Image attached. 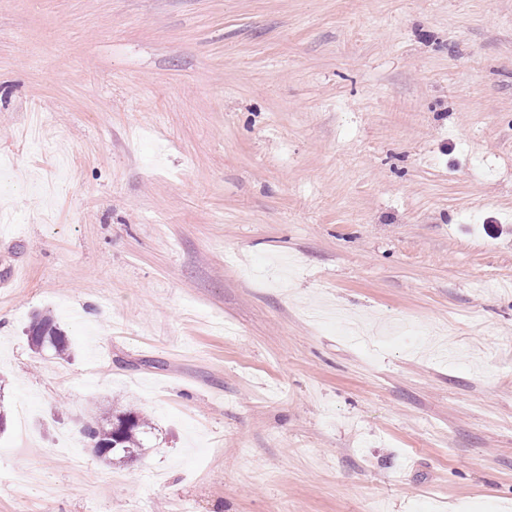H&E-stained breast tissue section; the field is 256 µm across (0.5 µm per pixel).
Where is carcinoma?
I'll use <instances>...</instances> for the list:
<instances>
[{"mask_svg":"<svg viewBox=\"0 0 512 512\" xmlns=\"http://www.w3.org/2000/svg\"><path fill=\"white\" fill-rule=\"evenodd\" d=\"M38 336L30 340L35 350L44 349L57 358L70 356V342L55 319L50 315H37ZM117 430L107 435L101 428L88 426L84 433L93 443V448L105 456L116 455L124 462H136L140 459L144 438L151 428L149 419L133 410L113 411L110 416Z\"/></svg>","mask_w":512,"mask_h":512,"instance_id":"obj_1","label":"carcinoma"}]
</instances>
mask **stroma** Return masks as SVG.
Listing matches in <instances>:
<instances>
[{
    "label": "stroma",
    "instance_id": "stroma-1",
    "mask_svg": "<svg viewBox=\"0 0 512 512\" xmlns=\"http://www.w3.org/2000/svg\"><path fill=\"white\" fill-rule=\"evenodd\" d=\"M2 164L0 512H512V0H0ZM36 316L34 321L38 319V336L32 340L29 339L32 348L39 353L50 351L56 358L69 357L70 342L68 336L59 328L55 319L51 315L38 314ZM46 343L51 346L44 347ZM109 416V412L107 413ZM105 418L106 423L112 420L117 430L106 435L102 432L100 425L96 427L88 426L84 429V433L93 443V447L97 453L105 454L100 457H109L116 455L122 459V462H136L140 459L141 448H144V438L148 434L147 430H151L149 419L133 410L117 411L112 409V415ZM104 423V424H106ZM103 446H111L112 448H102Z\"/></svg>",
    "mask_w": 512,
    "mask_h": 512
}]
</instances>
